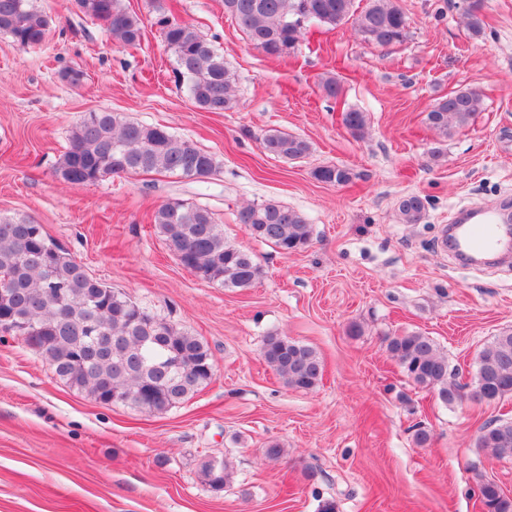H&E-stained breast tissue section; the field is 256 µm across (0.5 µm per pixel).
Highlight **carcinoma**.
Here are the masks:
<instances>
[{
    "mask_svg": "<svg viewBox=\"0 0 512 512\" xmlns=\"http://www.w3.org/2000/svg\"><path fill=\"white\" fill-rule=\"evenodd\" d=\"M354 0H224V13L242 29L249 46L269 58L293 54L307 28L334 30L348 23L368 43L397 46L407 39V22L394 0H369L360 13ZM79 11L98 22L121 48L141 45L144 20L129 11L123 0H76ZM153 24L175 57L174 73L188 97L205 112H226L237 105L235 75L224 54L190 23L171 9L156 5ZM468 37L476 40L485 22L478 8L467 12ZM50 17L31 0H0V35L19 49L45 42ZM481 107L474 89L452 92L434 102L426 114L429 126L443 135L451 127L469 123ZM345 128L362 136L367 115L349 109L342 115ZM262 149L287 160L306 158L312 150L302 137L269 130L260 139ZM212 153L178 137L167 127L125 120L117 113L91 112L72 131L56 174L73 186L93 184L107 177L140 173H167L180 180L207 182L221 173ZM313 177L326 184L351 181L349 169L320 166ZM426 198L403 195L397 209L405 224H418L426 213ZM240 222L250 235L288 256L306 249L311 227L298 210L275 201L247 205ZM159 237L186 269L221 288L245 290L262 277L252 252L228 243L206 204L184 199L161 203L153 215ZM15 287L0 298L1 326L36 351L62 381L102 405L121 404L148 415H160L184 404L215 376L209 345L168 322L124 293L93 278L68 251L48 239L42 225L27 219L0 216V277ZM387 348L411 382L436 392L452 406L466 397L464 385L448 381V358L419 332L388 339ZM262 357L282 383L308 391L322 378V361L312 347L286 336H266ZM474 393L492 403L512 396V332L495 337L478 357ZM476 447L497 457L512 456V419L484 425ZM201 476L214 491H222L234 474L232 462L211 457L201 464ZM481 506L490 512H512V498L494 481L478 484Z\"/></svg>",
    "mask_w": 512,
    "mask_h": 512,
    "instance_id": "carcinoma-1",
    "label": "carcinoma"
}]
</instances>
